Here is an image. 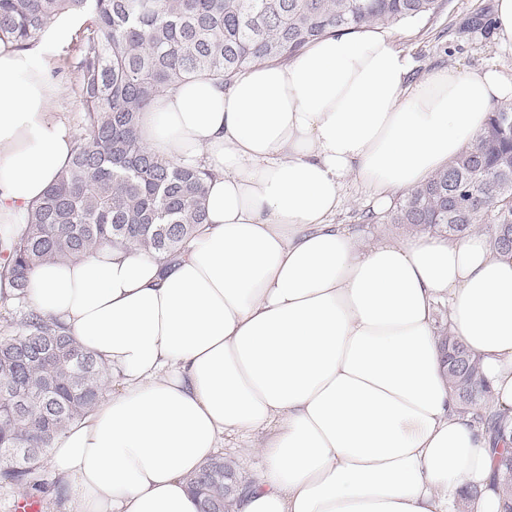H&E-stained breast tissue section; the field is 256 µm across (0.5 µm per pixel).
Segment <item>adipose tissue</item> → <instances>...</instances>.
Segmentation results:
<instances>
[{"label": "adipose tissue", "mask_w": 512, "mask_h": 512, "mask_svg": "<svg viewBox=\"0 0 512 512\" xmlns=\"http://www.w3.org/2000/svg\"><path fill=\"white\" fill-rule=\"evenodd\" d=\"M375 28L224 82L187 76L139 117L160 158L210 171L207 219L169 260L105 244L39 266L27 302L112 370L53 442L67 512H197L188 478L264 433L235 512H502L492 439L443 372L434 305L512 417V253L488 237L364 245L333 223L352 178L376 209L470 147L495 66L433 70ZM43 48L0 41V240L72 158Z\"/></svg>", "instance_id": "1"}]
</instances>
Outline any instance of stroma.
Listing matches in <instances>:
<instances>
[{"label":"stroma","instance_id":"35a3bbf8","mask_svg":"<svg viewBox=\"0 0 512 512\" xmlns=\"http://www.w3.org/2000/svg\"><path fill=\"white\" fill-rule=\"evenodd\" d=\"M494 0H444L439 11L429 17L401 23L387 29L393 47L408 57L412 78L437 67L481 68L495 65L512 71V49L501 47L492 37ZM336 221L356 228L363 244L387 238L398 240L408 234L402 224L388 223L385 213L374 212L366 189L347 180ZM259 437H226L219 456L244 483L255 482L261 469ZM40 488L19 489L0 476V512H11L13 502L23 496L37 499L41 512H65L66 507L52 492L47 472L37 475Z\"/></svg>","mask_w":512,"mask_h":512}]
</instances>
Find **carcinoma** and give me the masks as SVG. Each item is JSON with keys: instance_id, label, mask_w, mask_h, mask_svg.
Returning <instances> with one entry per match:
<instances>
[{"instance_id": "carcinoma-1", "label": "carcinoma", "mask_w": 512, "mask_h": 512, "mask_svg": "<svg viewBox=\"0 0 512 512\" xmlns=\"http://www.w3.org/2000/svg\"><path fill=\"white\" fill-rule=\"evenodd\" d=\"M441 0H0V40L21 49L41 42L63 13L85 17L74 68L80 75L81 130L69 166L32 207L12 240L0 275L15 293L0 305L24 308L0 336V460L4 477L30 484L69 424L86 414L112 381L109 369L57 323L26 302L28 278L48 260L84 256L104 243L159 255L184 249L206 219L210 173L160 159L138 134L140 113L191 73L230 81L258 63L286 60L331 33L391 27L431 16ZM392 224L464 237L488 224L493 246L512 251V106H495L475 143L424 183L404 192ZM443 363L464 413L494 443L512 426L482 414L489 385L458 339L441 336ZM512 512V447L498 449ZM199 512H231L238 484L221 459L189 478Z\"/></svg>"}]
</instances>
